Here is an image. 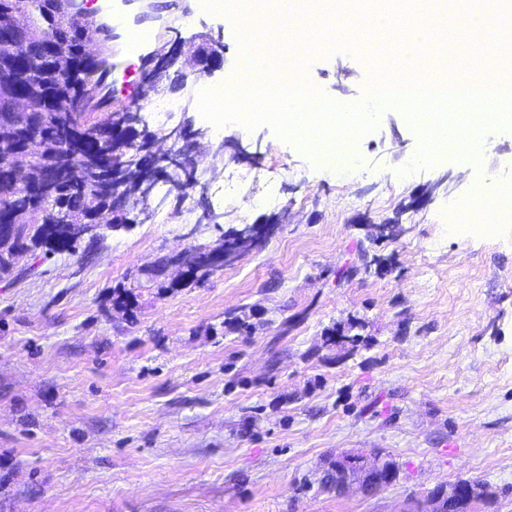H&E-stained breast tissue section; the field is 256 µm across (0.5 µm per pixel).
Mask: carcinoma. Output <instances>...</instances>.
Returning a JSON list of instances; mask_svg holds the SVG:
<instances>
[{
  "label": "carcinoma",
  "instance_id": "1",
  "mask_svg": "<svg viewBox=\"0 0 512 512\" xmlns=\"http://www.w3.org/2000/svg\"><path fill=\"white\" fill-rule=\"evenodd\" d=\"M24 17L25 28L13 32L27 43L24 66L0 36V224L19 225L20 234L0 243V274L13 267L20 248L42 254H74L77 246L60 247L42 240L47 224H67L83 217L97 224L144 222L150 209L146 189L160 181L171 183L168 195L180 202L196 189L197 176H173L181 167L177 156H157L142 150V141L158 134L136 131L131 106L110 111L98 121L89 106V86L95 75L87 46L89 28L66 9L65 0H0V15ZM19 97L40 100L36 113L18 112ZM123 195L129 210L113 214L112 194ZM243 252L249 240L235 229L209 247H191L194 262L188 278L200 280L214 271L207 255L225 244Z\"/></svg>",
  "mask_w": 512,
  "mask_h": 512
}]
</instances>
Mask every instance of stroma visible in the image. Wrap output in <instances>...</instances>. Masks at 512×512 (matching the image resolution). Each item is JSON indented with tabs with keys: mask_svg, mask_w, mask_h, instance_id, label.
Returning a JSON list of instances; mask_svg holds the SVG:
<instances>
[{
	"mask_svg": "<svg viewBox=\"0 0 512 512\" xmlns=\"http://www.w3.org/2000/svg\"><path fill=\"white\" fill-rule=\"evenodd\" d=\"M152 29L189 47L221 35L214 82L237 64L235 32L201 0H179ZM367 74L333 52L307 76L349 104ZM175 77L153 102H186L173 125L208 127L199 85ZM224 134L249 159L225 165L222 191L188 197L218 223L165 222L167 202L0 278V512H403L460 479L493 496L476 512H512V223L443 224V190L410 206L445 174L478 200L502 178L512 132L478 161L406 177L417 138L395 109L359 139L362 166L334 172L270 126ZM273 213L286 216L273 233L204 279L164 289L146 273ZM362 248L374 262L351 274ZM120 288L134 294L126 312L112 303ZM350 320L362 343H327ZM345 453L387 455L399 477L371 498L329 492L323 471Z\"/></svg>",
	"mask_w": 512,
	"mask_h": 512,
	"instance_id": "1",
	"label": "stroma"
}]
</instances>
